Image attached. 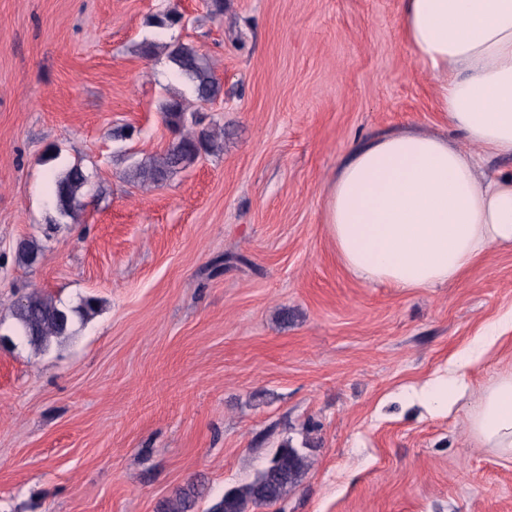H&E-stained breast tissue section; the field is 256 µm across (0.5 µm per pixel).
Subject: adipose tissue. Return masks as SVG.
Wrapping results in <instances>:
<instances>
[{"instance_id": "1", "label": "adipose tissue", "mask_w": 512, "mask_h": 512, "mask_svg": "<svg viewBox=\"0 0 512 512\" xmlns=\"http://www.w3.org/2000/svg\"><path fill=\"white\" fill-rule=\"evenodd\" d=\"M398 24L434 81L436 104L461 133L399 129L360 143L328 188L324 222L345 269L366 285L445 288L495 250H512V0H400ZM496 340L479 337L415 390L426 413L464 400L467 374ZM468 432L512 456V373L477 398Z\"/></svg>"}]
</instances>
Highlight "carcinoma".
<instances>
[{"mask_svg":"<svg viewBox=\"0 0 512 512\" xmlns=\"http://www.w3.org/2000/svg\"><path fill=\"white\" fill-rule=\"evenodd\" d=\"M169 59L178 72L188 76L194 83L197 99L211 102L219 96L220 85L213 76L205 55L184 43L170 51ZM166 126L178 134L177 139L161 154L134 167L130 177L141 182L158 184L173 174L188 169L203 154L218 149L217 138L206 129L187 131V124H199L193 113L187 112L183 101L172 99L165 104ZM89 186L88 177L79 165H72L54 178V195L60 213L69 215L80 203ZM41 251L34 239L20 241L15 249L17 261L33 264ZM98 312V301L94 297L82 299L76 307L67 308L53 297L33 290L19 298L13 306L14 326L22 339L30 346L44 350L52 341L69 334L75 322H84ZM304 453L294 447L290 440L283 441L267 465L247 484L224 492L207 512H256L271 507L283 500L301 481L305 473ZM202 497L200 484L190 481L176 488L171 497L159 505L160 512H195Z\"/></svg>","mask_w":512,"mask_h":512,"instance_id":"carcinoma-1","label":"carcinoma"}]
</instances>
